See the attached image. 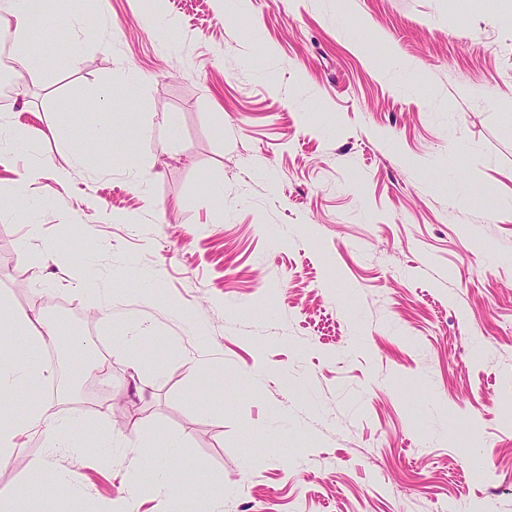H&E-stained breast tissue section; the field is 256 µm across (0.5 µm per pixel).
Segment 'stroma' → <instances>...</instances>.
I'll return each instance as SVG.
<instances>
[{
    "mask_svg": "<svg viewBox=\"0 0 512 512\" xmlns=\"http://www.w3.org/2000/svg\"><path fill=\"white\" fill-rule=\"evenodd\" d=\"M29 39L66 49L0 114L63 136L22 190L25 141L0 165V290L82 313L66 370L90 343L112 378L43 391L84 448L27 439L0 494L63 471L25 512L132 485L140 512H512V0H61Z\"/></svg>",
    "mask_w": 512,
    "mask_h": 512,
    "instance_id": "obj_1",
    "label": "stroma"
}]
</instances>
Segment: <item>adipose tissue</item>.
<instances>
[{"label":"adipose tissue","instance_id":"obj_1","mask_svg":"<svg viewBox=\"0 0 512 512\" xmlns=\"http://www.w3.org/2000/svg\"><path fill=\"white\" fill-rule=\"evenodd\" d=\"M43 0H0V12L15 18L12 34L16 47L15 59L21 68L25 84H32L42 77L41 66L29 56L26 44L32 26L41 17ZM0 312L9 314L11 333L17 343L28 352L27 357L0 361V398L22 395L33 387L51 385L55 371L50 361L41 359L39 353L50 338L70 335L71 330L63 322L46 321L35 312L11 309L8 297L0 292ZM81 417H59L38 401L30 402L25 416L10 424H0V460L5 461L19 453L24 439L42 437L53 451L75 454L83 445L77 440L66 439V432L83 427Z\"/></svg>","mask_w":512,"mask_h":512}]
</instances>
